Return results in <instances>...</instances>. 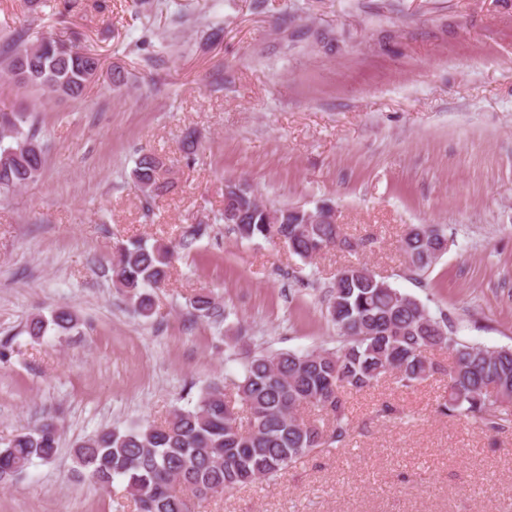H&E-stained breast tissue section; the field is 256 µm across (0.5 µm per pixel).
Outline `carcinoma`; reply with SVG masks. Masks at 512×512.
<instances>
[{
	"instance_id": "1",
	"label": "carcinoma",
	"mask_w": 512,
	"mask_h": 512,
	"mask_svg": "<svg viewBox=\"0 0 512 512\" xmlns=\"http://www.w3.org/2000/svg\"><path fill=\"white\" fill-rule=\"evenodd\" d=\"M101 63L97 54L55 39L34 47L18 44L7 73L23 86L41 87L79 98L94 82ZM36 142L26 112H0V194L36 181L43 153L16 158L11 150ZM167 164L155 154L135 162L132 177L147 196L170 190ZM242 190L243 223L233 230L245 240L279 239L293 254L309 260L329 248L352 251L358 243L337 224L308 221V211L281 210L278 224L268 222L263 206ZM402 249L408 268L421 276L448 251V238L435 226L420 235L405 234ZM175 247L169 242L129 239L118 247L114 285L128 295L135 311L153 314L148 292L166 279ZM191 307L204 316L216 313L210 294H198ZM326 312L336 327L333 348L250 353L229 400L224 385L205 386L189 407H176L160 422L123 430L103 428L73 448L76 465L100 488L113 494L117 507L132 512H192L219 492L271 480L318 449L341 443L349 419L343 394L361 391L387 375L405 388L442 373L448 397L442 413L463 415L490 429L500 427L497 397L512 399V348H489L457 336L447 316L435 317L415 297L376 278L361 264L340 269L326 296ZM79 320L67 310L33 315L25 332L36 342L52 332L65 336ZM433 350L448 353V368L432 361ZM311 407L324 416L306 419ZM60 434L47 416L16 434L0 449V477L11 482L34 460L49 461L59 450Z\"/></svg>"
}]
</instances>
